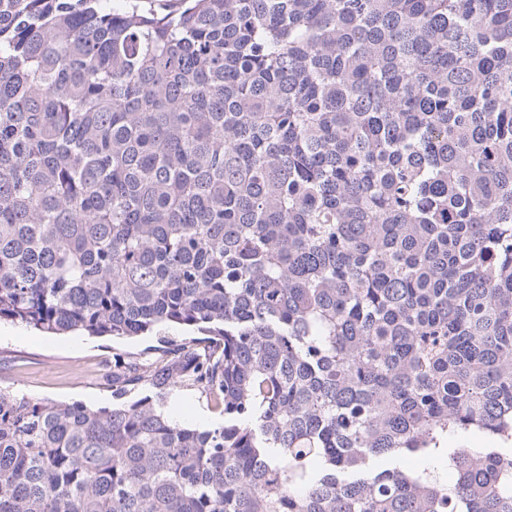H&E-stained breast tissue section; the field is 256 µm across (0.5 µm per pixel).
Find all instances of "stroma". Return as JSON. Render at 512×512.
Instances as JSON below:
<instances>
[{"mask_svg":"<svg viewBox=\"0 0 512 512\" xmlns=\"http://www.w3.org/2000/svg\"><path fill=\"white\" fill-rule=\"evenodd\" d=\"M141 336L115 342L82 332L49 336L18 323L0 322V388L45 402L112 403L104 374L113 352H138L151 345Z\"/></svg>","mask_w":512,"mask_h":512,"instance_id":"1","label":"stroma"}]
</instances>
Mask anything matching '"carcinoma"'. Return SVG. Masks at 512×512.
<instances>
[{"instance_id":"cac0c4a2","label":"carcinoma","mask_w":512,"mask_h":512,"mask_svg":"<svg viewBox=\"0 0 512 512\" xmlns=\"http://www.w3.org/2000/svg\"><path fill=\"white\" fill-rule=\"evenodd\" d=\"M152 2L0 0V321L156 338L0 512H512V0ZM170 403L172 411L181 421L205 425L221 421L218 415L207 409L206 402L190 390L177 392L171 397Z\"/></svg>"}]
</instances>
